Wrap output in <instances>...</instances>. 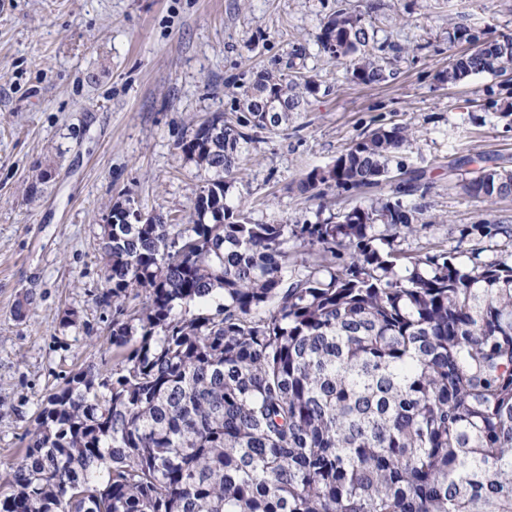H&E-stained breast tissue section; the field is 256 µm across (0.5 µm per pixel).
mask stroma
Returning <instances> with one entry per match:
<instances>
[{
  "label": "stroma",
  "instance_id": "obj_1",
  "mask_svg": "<svg viewBox=\"0 0 512 512\" xmlns=\"http://www.w3.org/2000/svg\"><path fill=\"white\" fill-rule=\"evenodd\" d=\"M391 59L386 80L353 81L319 43L336 0H0V472L20 463L48 396L76 371H112L102 227L114 204L190 223L204 175L178 147L213 112H235L256 71L315 79L287 129L259 133L231 188L257 224H314L389 195L306 199L295 185L380 126L416 139L397 160L419 171V233L458 261L512 265V196L466 194L486 160L512 169V63L440 77L459 25L512 37V0H346Z\"/></svg>",
  "mask_w": 512,
  "mask_h": 512
}]
</instances>
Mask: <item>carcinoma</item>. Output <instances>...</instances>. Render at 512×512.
<instances>
[{"label": "carcinoma", "instance_id": "cac0c4a2", "mask_svg": "<svg viewBox=\"0 0 512 512\" xmlns=\"http://www.w3.org/2000/svg\"><path fill=\"white\" fill-rule=\"evenodd\" d=\"M369 27L340 8L320 34L362 84L385 71ZM505 63L470 55L442 80ZM298 88L316 91L262 70L243 111L181 140L207 175L193 223L126 224L112 206V377L89 366L48 396L0 512H512V266L464 268L438 245L403 264L375 232L420 230L403 202L420 175L389 169L409 127H378L299 181L311 199L397 181L337 222L255 224L228 197L250 131L288 125ZM270 99L288 111H262ZM464 189L512 195V170L482 167Z\"/></svg>", "mask_w": 512, "mask_h": 512}]
</instances>
